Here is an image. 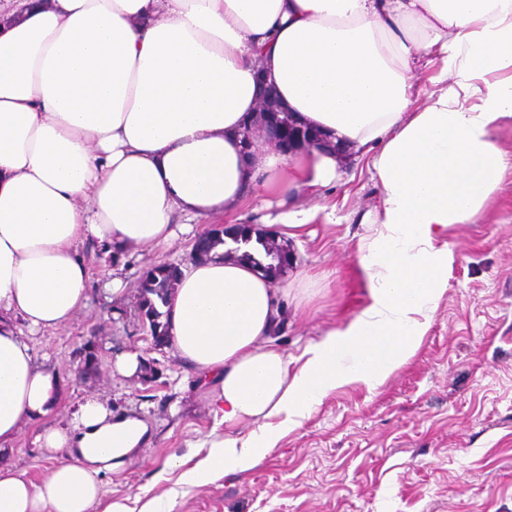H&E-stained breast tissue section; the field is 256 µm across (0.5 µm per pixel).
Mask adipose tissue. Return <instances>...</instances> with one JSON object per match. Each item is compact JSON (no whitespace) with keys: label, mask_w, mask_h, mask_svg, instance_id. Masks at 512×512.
<instances>
[{"label":"adipose tissue","mask_w":512,"mask_h":512,"mask_svg":"<svg viewBox=\"0 0 512 512\" xmlns=\"http://www.w3.org/2000/svg\"><path fill=\"white\" fill-rule=\"evenodd\" d=\"M425 56L440 69L418 108ZM262 74L308 126L373 153L367 301L298 365L273 336L287 289L220 255L191 263L168 341L229 430L193 465L174 458L181 483L251 469L337 388L380 386L418 350L448 286L444 232L474 221L512 168L495 139L512 121V0H0V447L41 420L48 461L37 481L0 468V512H175L172 497L107 500L101 473L132 461L149 427L94 400L47 424L61 380L29 340L87 305V243L166 246L177 213L335 181L332 150L245 157ZM241 423L248 436L232 433ZM426 60L418 66L413 75V83L415 85V107H423L429 100V96L436 87L429 81L431 75V67L425 65Z\"/></svg>","instance_id":"1"}]
</instances>
